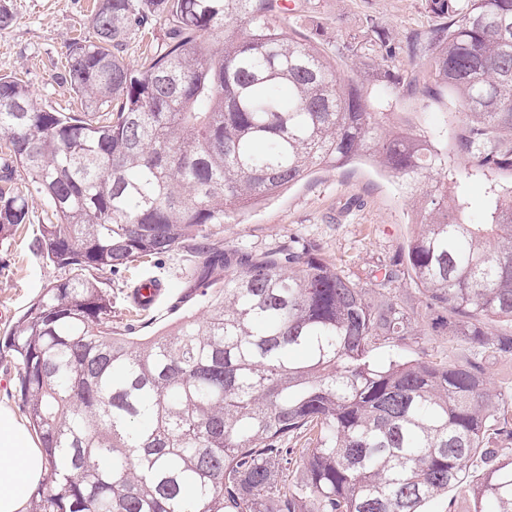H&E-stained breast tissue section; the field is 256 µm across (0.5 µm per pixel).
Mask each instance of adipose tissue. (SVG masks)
I'll use <instances>...</instances> for the list:
<instances>
[{
    "instance_id": "1",
    "label": "adipose tissue",
    "mask_w": 512,
    "mask_h": 512,
    "mask_svg": "<svg viewBox=\"0 0 512 512\" xmlns=\"http://www.w3.org/2000/svg\"><path fill=\"white\" fill-rule=\"evenodd\" d=\"M49 475L43 448L15 412L0 404V512H25L32 489Z\"/></svg>"
}]
</instances>
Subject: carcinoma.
Instances as JSON below:
<instances>
[{
    "instance_id": "1",
    "label": "carcinoma",
    "mask_w": 512,
    "mask_h": 512,
    "mask_svg": "<svg viewBox=\"0 0 512 512\" xmlns=\"http://www.w3.org/2000/svg\"><path fill=\"white\" fill-rule=\"evenodd\" d=\"M425 10L447 19L426 72L380 76L455 102L451 151L292 36L279 0H97L92 35L66 54L79 111L0 76V242L31 223L36 193L52 220L33 248L65 274L0 342L50 460L29 512H423L476 457L467 512H512V405L483 363L490 348L512 356V333L488 330L512 322V0ZM343 50L390 53L375 26ZM362 161L412 195L405 264L421 297L365 288L296 237L224 248V224L314 167ZM179 249L199 258L205 317L149 337L113 325L98 274ZM431 313L467 338L457 362L375 358L425 335Z\"/></svg>"
}]
</instances>
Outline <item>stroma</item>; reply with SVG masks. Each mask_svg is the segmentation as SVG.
<instances>
[{"label":"stroma","instance_id":"stroma-1","mask_svg":"<svg viewBox=\"0 0 512 512\" xmlns=\"http://www.w3.org/2000/svg\"><path fill=\"white\" fill-rule=\"evenodd\" d=\"M283 21L288 30L317 43L344 73L364 72L365 61L341 54L350 34L378 25L396 47L391 67L411 73L423 67L428 34L441 26L429 16L424 0H292ZM18 20L0 30V75L23 79L39 101L60 112L74 110L76 100L61 79L65 52L73 39L91 35L93 0H0ZM396 116L427 136H452L456 122L448 102L423 105L398 94ZM31 222L8 242L0 244V337L27 309L47 284L62 275L31 247L40 224L48 219L39 196L29 200ZM413 203L399 181L378 166L360 163L343 169L323 168L292 185L281 196L263 202L224 227V245L246 244L261 252L297 236L318 244L322 253L344 274L367 288L415 292L408 275L383 283L379 270L401 255L414 229ZM194 258L174 251L114 274H104L112 291V316L126 320L129 295L143 279L156 277L169 293L155 309L131 320L136 336H155L187 313L203 315L205 302L191 288ZM480 481L479 468L467 470L446 494L428 501L425 512H465Z\"/></svg>","mask_w":512,"mask_h":512}]
</instances>
